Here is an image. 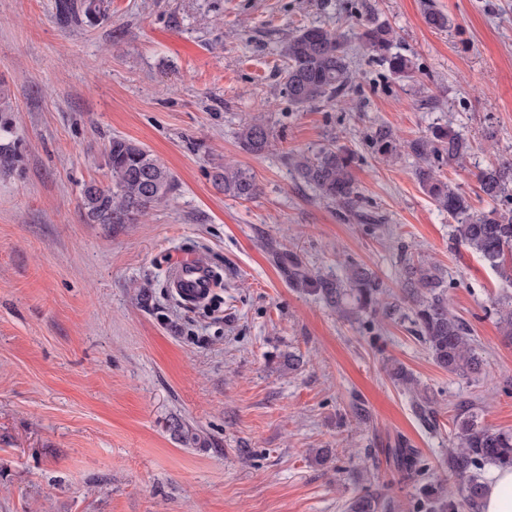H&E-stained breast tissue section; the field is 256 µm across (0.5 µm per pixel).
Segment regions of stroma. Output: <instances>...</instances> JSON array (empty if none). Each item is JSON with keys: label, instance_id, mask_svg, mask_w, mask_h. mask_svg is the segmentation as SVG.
<instances>
[{"label": "stroma", "instance_id": "stroma-1", "mask_svg": "<svg viewBox=\"0 0 512 512\" xmlns=\"http://www.w3.org/2000/svg\"><path fill=\"white\" fill-rule=\"evenodd\" d=\"M60 0H0V93L12 109L0 164V512H347L380 489L396 512H423L420 485L447 483L453 419L475 410L512 429V338L495 303L512 286L450 239L452 220L414 176L416 159L378 155L448 127L470 145L447 181L475 211L476 177L512 157V0H374L414 63L400 78L356 38L362 0H107L96 22H61ZM448 15L427 25L426 4ZM351 40V74L332 101L283 94L280 49L302 27ZM263 117L273 147L244 152ZM134 140L177 183L136 224H94L83 206L105 184L113 137ZM354 155L356 212L320 199L291 161L328 144ZM249 170L257 197L226 195L224 164ZM192 252L221 275L189 306L168 288ZM343 275L367 265L392 312L349 321L289 283L278 263ZM446 273L448 308L484 359L448 373L413 332L404 256ZM301 356L297 370L285 364ZM427 387L437 426L388 367ZM182 424L200 437L185 441ZM319 448L330 461L315 460ZM426 474L400 481L392 451Z\"/></svg>", "mask_w": 512, "mask_h": 512}]
</instances>
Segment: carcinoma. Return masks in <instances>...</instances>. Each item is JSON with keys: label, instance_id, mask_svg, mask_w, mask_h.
I'll return each mask as SVG.
<instances>
[{"label": "carcinoma", "instance_id": "1", "mask_svg": "<svg viewBox=\"0 0 512 512\" xmlns=\"http://www.w3.org/2000/svg\"><path fill=\"white\" fill-rule=\"evenodd\" d=\"M426 23L437 30L448 28V15L428 7ZM358 40L389 71L407 77L413 71L412 60L392 52L393 32L380 19L372 3L362 4ZM285 62L283 89L289 101L307 106L337 95L345 85L349 71L348 40L345 35L320 27H303L283 44ZM240 148L260 154L272 144L268 125L254 119L240 128ZM375 152L391 156L406 148L418 160L414 175L436 205L448 212L452 225L451 240L463 245L487 262L499 277L512 284V208L493 207L482 213L472 211L464 192L442 180L439 163L459 161L468 154L469 144L458 133L438 128L430 137H419L401 145L392 130L384 125L371 135ZM300 179L314 188L321 198L349 211L358 204V192L351 173V153L334 144L322 147L313 155L293 158ZM111 183L90 184L84 190V206L94 224H136L153 206L169 199L176 188L172 173L139 143L114 137L105 151ZM481 191L495 201L512 197V160L506 159L477 174ZM215 180L224 193L249 200L259 192L254 177L240 167L224 166ZM288 279L310 289L342 316L359 320L376 313L388 289L369 268L351 263L344 277L313 273L297 261L288 265ZM446 276L437 265L409 257L403 265V288L411 301L410 321L415 334L424 342L433 361L440 368L462 377H476L483 371V358L473 347L464 323L449 313L444 293ZM496 314L506 335L512 337V296L498 301ZM394 382L411 394L418 415L428 420L435 414L432 399L419 381L402 365L390 370ZM458 444L448 449V475L457 481V492L443 485H429L425 506L430 512H483L484 485L476 470L486 463L512 467V431L491 430L481 425L475 412L456 416ZM394 463L400 479L414 480L423 475L416 452L396 448ZM385 497L365 491L353 498L347 512H386Z\"/></svg>", "mask_w": 512, "mask_h": 512}]
</instances>
